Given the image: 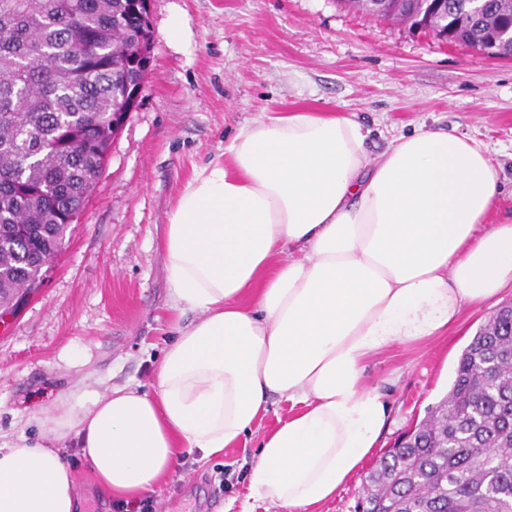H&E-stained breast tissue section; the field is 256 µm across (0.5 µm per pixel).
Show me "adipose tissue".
<instances>
[{"label": "adipose tissue", "mask_w": 512, "mask_h": 512, "mask_svg": "<svg viewBox=\"0 0 512 512\" xmlns=\"http://www.w3.org/2000/svg\"><path fill=\"white\" fill-rule=\"evenodd\" d=\"M365 140L345 117L266 113L194 172L164 265L173 309L195 321L152 391L68 392L36 415L46 443L0 446V512H78L62 448L113 496L152 492L180 449L223 452L276 400L291 414L257 450L249 500L314 512L350 480L390 415L368 362L512 287V224L486 223L500 193L487 145L421 129L373 162Z\"/></svg>", "instance_id": "ef3b65f1"}]
</instances>
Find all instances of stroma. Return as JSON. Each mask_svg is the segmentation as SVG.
Listing matches in <instances>:
<instances>
[{"label": "stroma", "instance_id": "obj_1", "mask_svg": "<svg viewBox=\"0 0 512 512\" xmlns=\"http://www.w3.org/2000/svg\"><path fill=\"white\" fill-rule=\"evenodd\" d=\"M182 41L167 34L173 16ZM151 59L142 94L41 289L0 319V443L41 440L35 413L85 385L152 391L184 318L170 307L163 265L168 214L194 170L223 159L239 126L265 112L345 116L367 129L378 158L398 135L445 129L486 143L501 192L490 215L512 223V58L488 59L337 0H152ZM467 306L441 336L398 346L367 366L391 405V448L446 395L458 359L504 303ZM288 415L274 403L251 435L203 459L182 449L151 493L157 512H241L247 470L264 435ZM83 512H114L77 449H64Z\"/></svg>", "mask_w": 512, "mask_h": 512}]
</instances>
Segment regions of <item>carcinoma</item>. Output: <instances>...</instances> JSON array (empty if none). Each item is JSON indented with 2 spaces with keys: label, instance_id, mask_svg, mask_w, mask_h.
I'll use <instances>...</instances> for the list:
<instances>
[{
  "label": "carcinoma",
  "instance_id": "1",
  "mask_svg": "<svg viewBox=\"0 0 512 512\" xmlns=\"http://www.w3.org/2000/svg\"><path fill=\"white\" fill-rule=\"evenodd\" d=\"M379 19L432 17L450 44L503 38L512 0H337ZM132 0H0V311L16 312L92 194L112 114L143 83L117 59L148 42ZM361 512H512V303L464 348L444 399L370 470Z\"/></svg>",
  "mask_w": 512,
  "mask_h": 512
}]
</instances>
